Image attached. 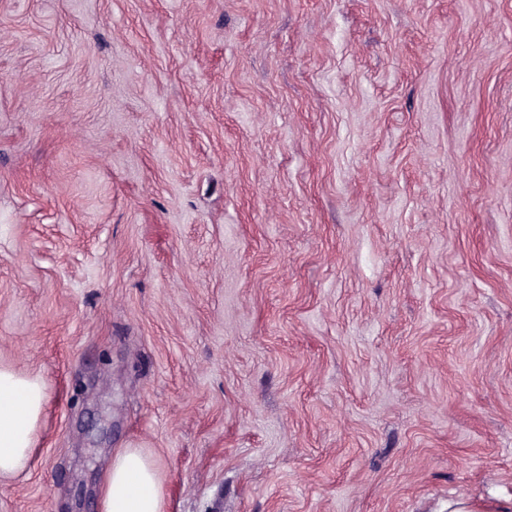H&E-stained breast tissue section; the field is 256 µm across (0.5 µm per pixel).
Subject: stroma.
Instances as JSON below:
<instances>
[{
  "instance_id": "stroma-1",
  "label": "stroma",
  "mask_w": 512,
  "mask_h": 512,
  "mask_svg": "<svg viewBox=\"0 0 512 512\" xmlns=\"http://www.w3.org/2000/svg\"><path fill=\"white\" fill-rule=\"evenodd\" d=\"M0 512L512 497V0H0ZM46 396L39 376L0 365V480L30 471ZM100 512H165L154 460L141 448L117 452L101 490Z\"/></svg>"
}]
</instances>
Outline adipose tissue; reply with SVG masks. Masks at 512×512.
<instances>
[{
  "label": "adipose tissue",
  "instance_id": "ef3b65f1",
  "mask_svg": "<svg viewBox=\"0 0 512 512\" xmlns=\"http://www.w3.org/2000/svg\"><path fill=\"white\" fill-rule=\"evenodd\" d=\"M46 403L36 375L0 365V480L27 474ZM101 512H164L165 497L154 460L139 448L117 452L101 490Z\"/></svg>",
  "mask_w": 512,
  "mask_h": 512
}]
</instances>
